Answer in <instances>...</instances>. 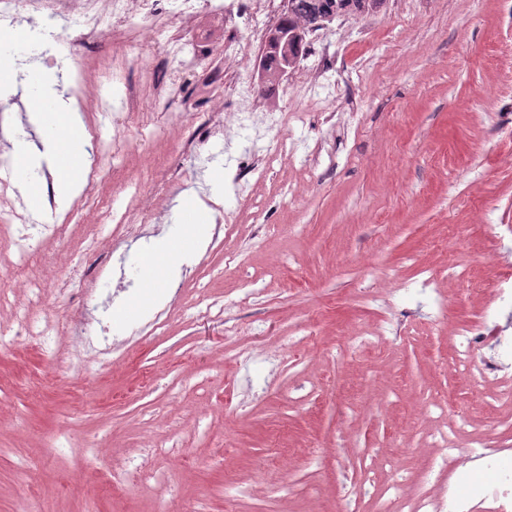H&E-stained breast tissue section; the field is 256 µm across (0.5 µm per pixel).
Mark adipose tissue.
I'll return each instance as SVG.
<instances>
[{"instance_id":"adipose-tissue-1","label":"adipose tissue","mask_w":512,"mask_h":512,"mask_svg":"<svg viewBox=\"0 0 512 512\" xmlns=\"http://www.w3.org/2000/svg\"><path fill=\"white\" fill-rule=\"evenodd\" d=\"M32 122L43 133L41 147H32L26 136L21 134L13 138L9 155L13 163L29 175L45 166L53 168L55 200L58 207H65L78 193L83 181L84 149L78 126L66 124L61 118L48 120L39 112L34 113ZM183 208L187 213V223L176 226L170 236L158 240L157 260L145 269L147 288L136 303L142 311H149L159 300L158 281L175 279L181 272L184 258L181 251L173 249V240L183 238L202 243L209 236V225L197 219L201 209L197 198H190Z\"/></svg>"}]
</instances>
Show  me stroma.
<instances>
[{"instance_id": "stroma-1", "label": "stroma", "mask_w": 512, "mask_h": 512, "mask_svg": "<svg viewBox=\"0 0 512 512\" xmlns=\"http://www.w3.org/2000/svg\"><path fill=\"white\" fill-rule=\"evenodd\" d=\"M165 17L144 39L167 82L172 111L209 109L204 82L172 75ZM332 44L337 96L322 103L295 68L258 87L270 108L304 112L293 129L295 159L282 160L247 197L234 190L246 143L198 136L193 118L154 142L135 125L128 176L147 174L155 212L151 234L103 238L114 246L96 284L68 244L25 238L26 260L0 242V326L28 309L36 325L75 308L95 286V315L117 344L106 355H74L70 337L49 350L27 340L0 349V512H376L383 495L413 506L424 494L464 492L497 479L470 462L441 465L431 435L447 431L460 448L497 438L512 402L496 383L472 386L454 362V333L493 302L512 270V9L505 0H383L323 32ZM197 44L202 68L233 60L256 68L260 51L239 19L225 18ZM19 60L17 91L0 101V156L9 139L33 133L28 76L42 63ZM372 58L362 67L364 58ZM223 173L224 195H212ZM214 224L236 222L223 248L202 251L162 286L167 322L154 335L119 316L143 290V268L187 191ZM272 225L269 233L257 224ZM240 252V266L224 255ZM72 294H59L58 275ZM448 299L442 322L421 292L425 275ZM259 295L246 304L247 289ZM223 305L197 314L201 294ZM389 329L385 344L350 349L353 334ZM279 342L261 350L258 335ZM154 480L137 466L151 445ZM123 464L129 478L111 490L103 476ZM397 470V486L389 472Z\"/></svg>"}]
</instances>
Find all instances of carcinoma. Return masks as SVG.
Masks as SVG:
<instances>
[{"label":"carcinoma","instance_id":"carcinoma-1","mask_svg":"<svg viewBox=\"0 0 512 512\" xmlns=\"http://www.w3.org/2000/svg\"><path fill=\"white\" fill-rule=\"evenodd\" d=\"M380 4L381 0H288V29L296 34V39L285 42L273 37L266 43L263 83L279 82L286 62L299 60L304 46L300 37L338 16L368 13Z\"/></svg>","mask_w":512,"mask_h":512}]
</instances>
